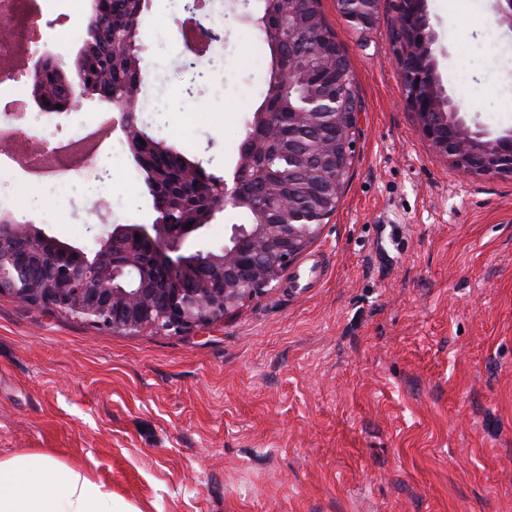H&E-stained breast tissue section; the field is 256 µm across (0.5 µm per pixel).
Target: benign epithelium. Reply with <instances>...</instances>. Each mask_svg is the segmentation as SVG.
<instances>
[{
	"label": "benign epithelium",
	"mask_w": 512,
	"mask_h": 512,
	"mask_svg": "<svg viewBox=\"0 0 512 512\" xmlns=\"http://www.w3.org/2000/svg\"><path fill=\"white\" fill-rule=\"evenodd\" d=\"M340 12L353 27L366 29L375 23L379 0H338ZM399 21L394 38L400 45L401 75L414 85L407 102L417 115L426 140L448 157L459 170L489 178L512 175V132L489 138L470 129L460 116V102L443 94L435 74L434 39L430 33L425 0H399ZM329 72L323 93L310 98L311 109L288 113V126L311 124L321 112L336 107V127L318 145L314 157L291 152L297 170L305 176L307 193L317 202L336 192L344 167L351 157L352 137L361 111H347L341 89L349 73L339 62L341 49L326 51ZM130 153L140 156L151 144L132 113L122 121ZM255 127L263 145L281 143L278 114L258 112ZM144 143H139V140ZM257 166V157L238 161L231 180L217 202L233 208L244 203L239 196L241 171ZM268 196L276 202L281 220L234 224L220 254L186 248L202 237L206 224H113L95 238L93 247L62 244L43 255L41 265L52 273L48 286L30 283L17 288L0 266V295H8L31 307H49L77 320L115 332L145 329L186 333L198 326L223 320L242 302L264 294L288 267L312 244L327 214L299 205L288 192V177L269 172ZM141 236L148 246L146 259L124 250L127 238ZM51 239L33 224H1L0 246H9L13 265L28 266ZM134 270V280L116 287L112 277Z\"/></svg>",
	"instance_id": "7a95c632"
}]
</instances>
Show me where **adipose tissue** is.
I'll return each instance as SVG.
<instances>
[{
	"instance_id": "adipose-tissue-1",
	"label": "adipose tissue",
	"mask_w": 512,
	"mask_h": 512,
	"mask_svg": "<svg viewBox=\"0 0 512 512\" xmlns=\"http://www.w3.org/2000/svg\"><path fill=\"white\" fill-rule=\"evenodd\" d=\"M0 512H128L82 472L38 454L0 461Z\"/></svg>"
}]
</instances>
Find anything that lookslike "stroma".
<instances>
[{
	"label": "stroma",
	"mask_w": 512,
	"mask_h": 512,
	"mask_svg": "<svg viewBox=\"0 0 512 512\" xmlns=\"http://www.w3.org/2000/svg\"><path fill=\"white\" fill-rule=\"evenodd\" d=\"M321 11L363 108L346 188L274 288L224 321L175 335L112 332L0 296V460L38 453L111 489L132 512H512V176L458 171L423 137L391 34ZM435 70L462 117L512 131V29L495 0H426ZM224 40L182 68L184 15L150 0L140 97L167 108L175 145L231 177L268 88L261 0H205ZM84 100L28 137L66 142L117 118ZM110 190L74 175L0 186L18 221L89 245L90 223L156 213L114 127ZM44 202L32 216L24 195Z\"/></svg>",
	"instance_id": "stroma-1"
}]
</instances>
